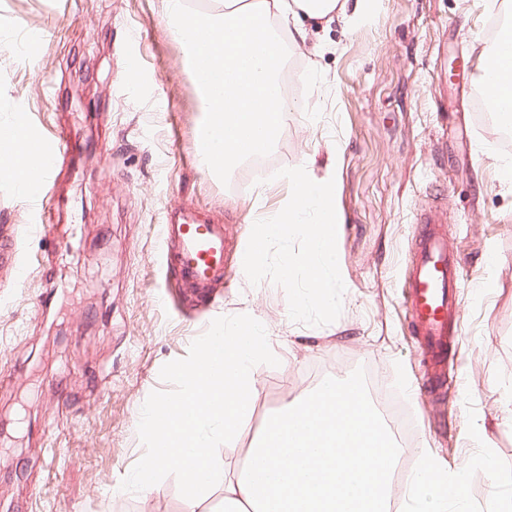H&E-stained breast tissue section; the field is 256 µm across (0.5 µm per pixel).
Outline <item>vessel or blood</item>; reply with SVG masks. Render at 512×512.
I'll list each match as a JSON object with an SVG mask.
<instances>
[{
  "label": "vessel or blood",
  "instance_id": "1",
  "mask_svg": "<svg viewBox=\"0 0 512 512\" xmlns=\"http://www.w3.org/2000/svg\"><path fill=\"white\" fill-rule=\"evenodd\" d=\"M33 146L52 174L66 162V148L58 138L32 135ZM421 229L409 257L405 301L412 332L427 361L431 384L442 386L448 376V346L462 333L459 306L461 265L448 243V232L436 208L422 211ZM161 243L177 251L176 272L189 286L206 291L224 274V229L218 224H167Z\"/></svg>",
  "mask_w": 512,
  "mask_h": 512
}]
</instances>
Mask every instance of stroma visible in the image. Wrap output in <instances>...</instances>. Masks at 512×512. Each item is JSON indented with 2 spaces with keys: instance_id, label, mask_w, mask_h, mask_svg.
Returning a JSON list of instances; mask_svg holds the SVG:
<instances>
[{
  "instance_id": "stroma-1",
  "label": "stroma",
  "mask_w": 512,
  "mask_h": 512,
  "mask_svg": "<svg viewBox=\"0 0 512 512\" xmlns=\"http://www.w3.org/2000/svg\"><path fill=\"white\" fill-rule=\"evenodd\" d=\"M494 0H379L376 18L314 29L289 49L295 86L271 150L274 169L334 158L345 284L341 316L293 322L285 291L251 285L239 258L255 220L277 214L287 180L247 181L246 165L215 177L195 149L202 120L186 49L162 0H0V122L23 114L36 132L63 131L51 230L16 245L26 285L0 276V512H182L175 477L149 490L121 483L145 453L138 414L170 390L159 373L184 358L219 316L247 313L280 364L256 367L253 410L218 450L237 463L269 416L322 378L371 373L398 390L412 441L443 466L477 449L466 400L512 465V187L491 154L463 69L490 38ZM136 36L142 71L124 72ZM437 205L463 265V333L449 349L458 383L426 386L404 300L425 206ZM224 225V278L206 298L158 262L169 213Z\"/></svg>"
}]
</instances>
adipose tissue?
<instances>
[{
  "instance_id": "ef3b65f1",
  "label": "adipose tissue",
  "mask_w": 512,
  "mask_h": 512,
  "mask_svg": "<svg viewBox=\"0 0 512 512\" xmlns=\"http://www.w3.org/2000/svg\"><path fill=\"white\" fill-rule=\"evenodd\" d=\"M164 13L190 48L202 89L205 129L197 142L203 165L226 173L244 159L272 149L286 114L296 106L282 94L278 77L289 48L306 45L309 23L370 22L377 0H223L203 10L190 0H163ZM479 70L490 103L512 120V38L482 50ZM0 161V175L35 184L43 161L24 133H17Z\"/></svg>"
}]
</instances>
